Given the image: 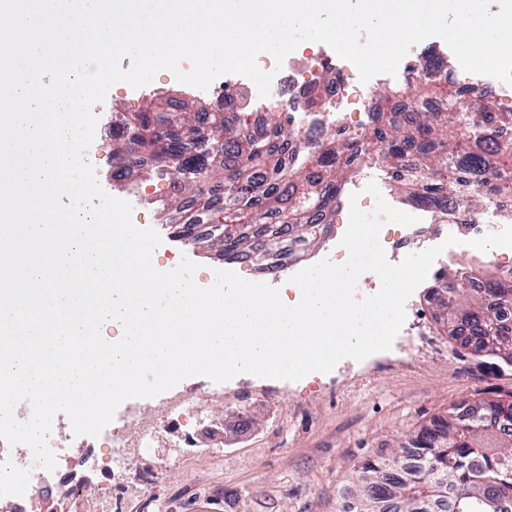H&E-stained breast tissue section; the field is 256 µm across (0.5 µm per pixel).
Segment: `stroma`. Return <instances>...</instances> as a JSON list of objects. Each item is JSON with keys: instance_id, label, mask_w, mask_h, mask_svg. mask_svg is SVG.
<instances>
[{"instance_id": "stroma-1", "label": "stroma", "mask_w": 512, "mask_h": 512, "mask_svg": "<svg viewBox=\"0 0 512 512\" xmlns=\"http://www.w3.org/2000/svg\"><path fill=\"white\" fill-rule=\"evenodd\" d=\"M405 82L401 73L374 77L363 97H351L346 107L350 127L367 128L366 109L375 106L377 92ZM179 88L173 75L163 71L139 88L112 85L104 102L95 106L100 134L87 159L102 188L132 204V220L139 227L160 234L162 243L153 253L156 269L171 270L186 257L197 263L201 280H214L218 269L238 271L294 298L292 269L244 271L236 261L178 240L159 210L172 196L169 176H128L113 160L111 135L121 129L123 117L143 111L154 96H170ZM371 181L391 206L409 207L407 194L395 187L382 166L359 163L343 186L333 226L312 246L315 259L332 252L346 259V252L336 249V238L345 232L351 195H358L365 210L373 209L374 199L364 191ZM441 259L451 275L481 263L505 273L512 270V247L495 245L493 256L484 257L460 243L449 246ZM431 286L424 281L410 297L396 345L363 361L344 359L331 372L297 381L249 374L224 383L203 376L184 379L182 385L194 392L201 415L223 426L218 434L203 435L199 446L182 444L194 419L185 418L181 429H169L163 396L126 400V407L138 411L156 433L151 447L126 449L125 467L112 479L99 475L109 465V449L100 451L99 471L86 470V448L73 437L68 417L56 414L57 430L67 438L58 451L57 470L84 475L85 481L74 496L49 481L30 486L27 494L36 512H108L113 502L122 504L124 512H342L343 494L354 485L355 464L380 449L407 445L421 425L453 402L512 390V370L481 372L471 355L440 334L427 299ZM146 472L153 476L148 486L140 481Z\"/></svg>"}]
</instances>
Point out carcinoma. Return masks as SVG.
I'll use <instances>...</instances> for the list:
<instances>
[{
    "mask_svg": "<svg viewBox=\"0 0 512 512\" xmlns=\"http://www.w3.org/2000/svg\"><path fill=\"white\" fill-rule=\"evenodd\" d=\"M425 71L411 91L384 92L392 110L410 118L378 121L365 133L326 134L307 163L294 157L281 110L252 133L219 108L201 127L195 112H162L151 103L126 118V149L135 166L172 175L165 223L226 259L250 252L264 265L290 234L316 242L332 223L343 181L364 157L387 168L412 201L452 222L479 211L484 198L512 195V143L486 137L491 107L478 96L451 98L439 112L423 110L443 68ZM152 121L148 142L129 136ZM188 126L193 137L186 139L181 130ZM200 224L215 232L199 234ZM485 284L476 288L467 274L448 275L431 289V304L452 341L504 371L512 368V326L502 324L499 310L512 305V271L488 274ZM358 473L348 492L351 512H512V390L450 404L415 432L403 454L383 450Z\"/></svg>",
    "mask_w": 512,
    "mask_h": 512,
    "instance_id": "cac0c4a2",
    "label": "carcinoma"
}]
</instances>
